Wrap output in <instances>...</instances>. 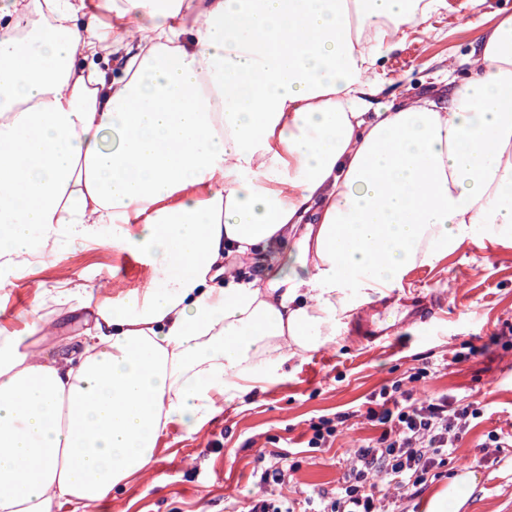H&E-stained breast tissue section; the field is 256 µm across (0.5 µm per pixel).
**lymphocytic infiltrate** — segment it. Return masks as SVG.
<instances>
[{"label":"lymphocytic infiltrate","mask_w":512,"mask_h":512,"mask_svg":"<svg viewBox=\"0 0 512 512\" xmlns=\"http://www.w3.org/2000/svg\"><path fill=\"white\" fill-rule=\"evenodd\" d=\"M480 413L474 404H459L444 395L419 402L400 384L383 387L365 412L382 431L355 450L334 493L314 492L300 502L250 499L238 512H377L385 483L414 498L447 466L449 455Z\"/></svg>","instance_id":"lymphocytic-infiltrate-1"}]
</instances>
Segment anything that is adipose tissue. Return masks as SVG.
<instances>
[{"label":"adipose tissue","instance_id":"adipose-tissue-1","mask_svg":"<svg viewBox=\"0 0 512 512\" xmlns=\"http://www.w3.org/2000/svg\"><path fill=\"white\" fill-rule=\"evenodd\" d=\"M101 2L0 0V286L63 245L151 276L37 289L90 313L54 356L0 325V512H89L411 270L512 241V14L447 97L384 102L445 0ZM284 246L297 272L228 263Z\"/></svg>","mask_w":512,"mask_h":512}]
</instances>
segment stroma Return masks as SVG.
Returning <instances> with one entry per match:
<instances>
[{
    "label": "stroma",
    "mask_w": 512,
    "mask_h": 512,
    "mask_svg": "<svg viewBox=\"0 0 512 512\" xmlns=\"http://www.w3.org/2000/svg\"><path fill=\"white\" fill-rule=\"evenodd\" d=\"M496 13L512 14V0H470L466 6L450 0L431 18V32L415 30L380 61L379 73L400 98L428 92L452 58L459 62L457 79L467 78L463 59ZM106 273L128 289L144 287L150 277L137 259L111 247L64 248L0 289V324L14 326L36 288L68 280L95 285ZM415 296L432 306L426 322L402 323L390 341L373 344L362 332L366 319L383 313L401 320L403 308L394 298L366 306L335 345L289 365L283 382L225 407L202 435L163 437L153 473L113 490L95 512H233L255 495L299 500L313 490L335 491L350 448L380 432L359 410L396 381L421 400L445 394L476 403L482 415L472 420L442 477L429 480L412 500L388 491L387 512H425L427 494L466 469L475 471L477 483L457 512H512V447L485 445L488 432L512 435V245H466L434 266L415 268L402 299ZM421 368L426 377H417ZM339 412L351 418L332 447H307L311 424ZM276 453L288 454L295 471L282 484H260L261 456Z\"/></svg>",
    "instance_id": "35a3bbf8"
}]
</instances>
